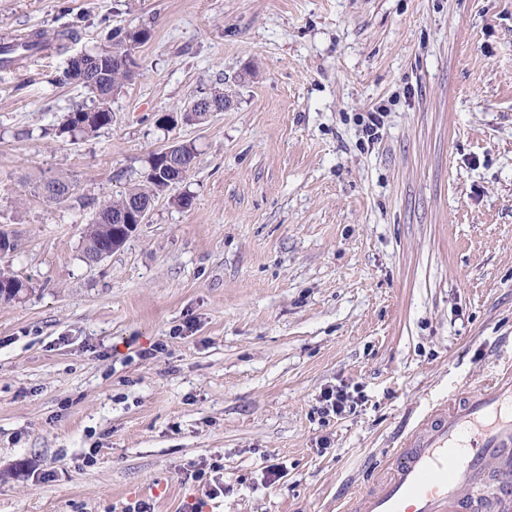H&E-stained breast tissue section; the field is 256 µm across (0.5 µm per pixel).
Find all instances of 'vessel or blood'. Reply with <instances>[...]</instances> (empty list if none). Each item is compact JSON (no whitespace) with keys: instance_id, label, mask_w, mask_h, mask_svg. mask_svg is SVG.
I'll use <instances>...</instances> for the list:
<instances>
[{"instance_id":"1","label":"vessel or blood","mask_w":512,"mask_h":512,"mask_svg":"<svg viewBox=\"0 0 512 512\" xmlns=\"http://www.w3.org/2000/svg\"><path fill=\"white\" fill-rule=\"evenodd\" d=\"M347 512H512V364L427 410Z\"/></svg>"}]
</instances>
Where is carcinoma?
<instances>
[{"label": "carcinoma", "instance_id": "cac0c4a2", "mask_svg": "<svg viewBox=\"0 0 512 512\" xmlns=\"http://www.w3.org/2000/svg\"><path fill=\"white\" fill-rule=\"evenodd\" d=\"M144 35L142 31L126 30L118 27L109 30L104 40L88 51V54L99 58L100 65L95 73L80 81V84L93 95L94 106L77 105L72 111L64 115L58 126L59 134L81 135L89 138L96 135L101 129L112 124V110L110 103L112 96L120 90L125 83L133 78V71L121 70L112 65V53L124 49L132 43H139ZM45 48L42 34L30 33L24 37L0 41V66L5 63L13 64L21 57H28ZM163 156L155 152L151 154L145 175V184L131 189L116 201L103 204L99 211L115 213L122 209L129 200L153 201L161 194L174 186L167 176L166 167L163 166ZM41 194L54 198L57 202H65L71 198V186L68 181L54 179L40 188ZM124 231L121 226H115L110 220L93 218L83 236V258L89 259L90 253L96 248L109 249L112 247V232ZM29 290L27 282L0 270V301L9 302Z\"/></svg>", "mask_w": 512, "mask_h": 512}]
</instances>
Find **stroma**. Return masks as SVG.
<instances>
[{
  "mask_svg": "<svg viewBox=\"0 0 512 512\" xmlns=\"http://www.w3.org/2000/svg\"><path fill=\"white\" fill-rule=\"evenodd\" d=\"M115 27L144 36L111 126L55 137L91 101L56 76ZM38 31L62 50L0 69V227L33 287L0 301V512H342L512 361V0H0V39ZM214 91L227 111L156 126ZM175 142L184 182L86 264L85 225Z\"/></svg>",
  "mask_w": 512,
  "mask_h": 512,
  "instance_id": "stroma-1",
  "label": "stroma"
}]
</instances>
